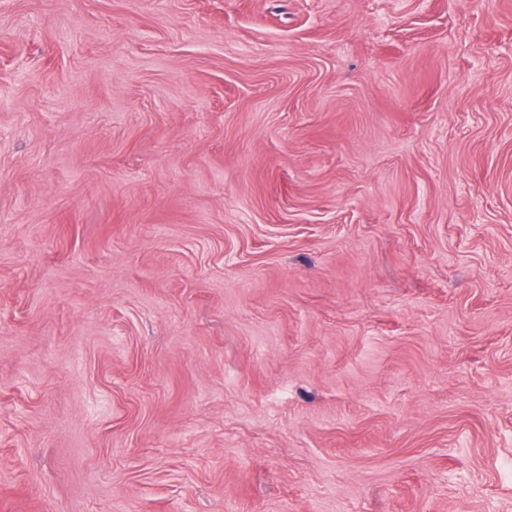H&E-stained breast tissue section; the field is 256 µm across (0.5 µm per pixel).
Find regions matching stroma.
<instances>
[{
    "label": "stroma",
    "mask_w": 512,
    "mask_h": 512,
    "mask_svg": "<svg viewBox=\"0 0 512 512\" xmlns=\"http://www.w3.org/2000/svg\"><path fill=\"white\" fill-rule=\"evenodd\" d=\"M512 0H0V512H512Z\"/></svg>",
    "instance_id": "stroma-1"
}]
</instances>
